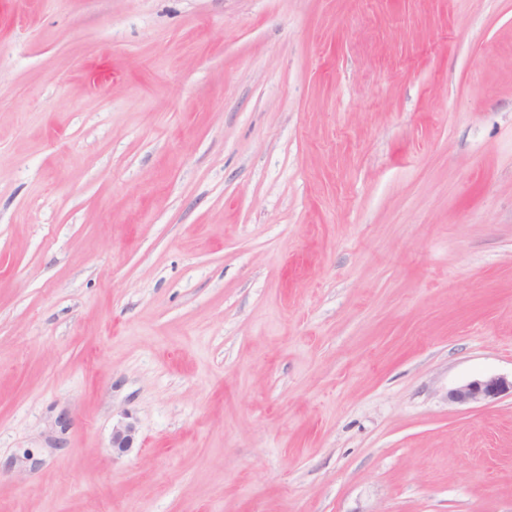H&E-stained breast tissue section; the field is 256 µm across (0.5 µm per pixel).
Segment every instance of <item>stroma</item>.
<instances>
[{
	"label": "stroma",
	"instance_id": "stroma-1",
	"mask_svg": "<svg viewBox=\"0 0 512 512\" xmlns=\"http://www.w3.org/2000/svg\"><path fill=\"white\" fill-rule=\"evenodd\" d=\"M511 374L512 0H0V512H512ZM512 395V376L479 378L460 385L448 392V399L456 404L469 405L490 403L498 398Z\"/></svg>",
	"mask_w": 512,
	"mask_h": 512
}]
</instances>
